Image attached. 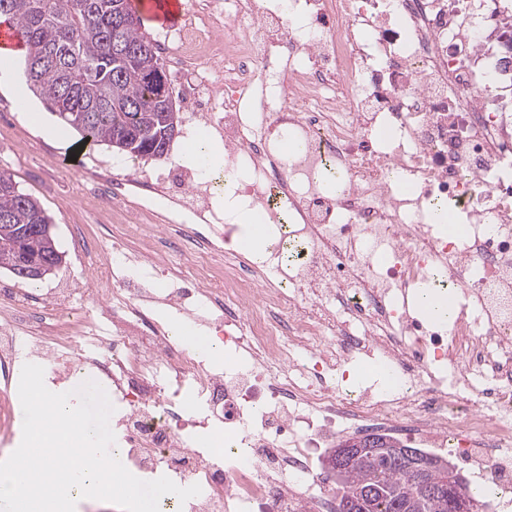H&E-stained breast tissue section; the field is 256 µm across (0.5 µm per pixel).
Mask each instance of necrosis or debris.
Wrapping results in <instances>:
<instances>
[{"mask_svg":"<svg viewBox=\"0 0 512 512\" xmlns=\"http://www.w3.org/2000/svg\"><path fill=\"white\" fill-rule=\"evenodd\" d=\"M497 0H186L156 40L189 108L185 135L224 144L229 178L169 159L140 177L112 161L94 212L164 241L113 238L93 278L43 300L0 290V373L63 361L112 386L115 438L142 477L197 484L180 512H334L316 449L368 429L453 456L484 512H512V67ZM271 224L239 253L221 199ZM448 208L465 226L440 231ZM451 289L452 323L411 312ZM162 304L213 327L203 363L154 321ZM364 355L387 392L342 386ZM222 425L201 450L187 428Z\"/></svg>","mask_w":512,"mask_h":512,"instance_id":"obj_1","label":"necrosis or debris"}]
</instances>
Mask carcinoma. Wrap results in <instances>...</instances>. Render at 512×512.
Returning a JSON list of instances; mask_svg holds the SVG:
<instances>
[{
	"mask_svg": "<svg viewBox=\"0 0 512 512\" xmlns=\"http://www.w3.org/2000/svg\"><path fill=\"white\" fill-rule=\"evenodd\" d=\"M132 0H0V16L21 26L26 43L27 85L81 143L104 144L133 158L145 146L162 142L178 129L179 117L154 105L161 80L168 78L154 49L144 47V23L127 24ZM50 222L41 203L19 190L0 171V255L16 244L14 227ZM455 467L437 468L430 479L456 487ZM336 508L370 487L378 493L364 512H440L423 499L404 471L381 455L355 460L341 480L333 481Z\"/></svg>",
	"mask_w": 512,
	"mask_h": 512,
	"instance_id": "cac0c4a2",
	"label": "carcinoma"
}]
</instances>
